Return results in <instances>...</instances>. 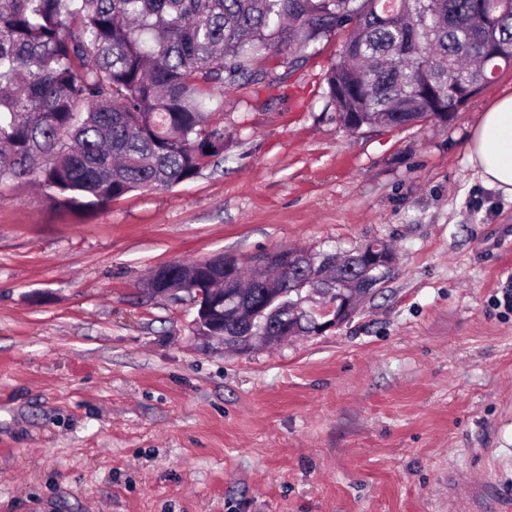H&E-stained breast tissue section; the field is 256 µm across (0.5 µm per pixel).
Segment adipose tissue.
Returning <instances> with one entry per match:
<instances>
[{"mask_svg":"<svg viewBox=\"0 0 512 512\" xmlns=\"http://www.w3.org/2000/svg\"><path fill=\"white\" fill-rule=\"evenodd\" d=\"M467 154L485 185L512 197V95L483 114Z\"/></svg>","mask_w":512,"mask_h":512,"instance_id":"1","label":"adipose tissue"}]
</instances>
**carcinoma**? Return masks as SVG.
Masks as SVG:
<instances>
[{"mask_svg":"<svg viewBox=\"0 0 512 512\" xmlns=\"http://www.w3.org/2000/svg\"><path fill=\"white\" fill-rule=\"evenodd\" d=\"M345 33L324 94L347 130L445 121L512 65V0H0V184L24 179L50 202L89 212L137 189L172 188L224 154L207 125L214 94L264 73L252 56L275 35L304 51ZM275 248L243 282L238 262H173L147 290L201 288L255 312L263 335L310 333L319 311L295 288L320 268L322 303L385 278L334 252Z\"/></svg>","mask_w":512,"mask_h":512,"instance_id":"1","label":"carcinoma"}]
</instances>
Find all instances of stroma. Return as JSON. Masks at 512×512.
I'll return each mask as SVG.
<instances>
[{"instance_id":"obj_1","label":"stroma","mask_w":512,"mask_h":512,"mask_svg":"<svg viewBox=\"0 0 512 512\" xmlns=\"http://www.w3.org/2000/svg\"><path fill=\"white\" fill-rule=\"evenodd\" d=\"M343 35L217 92L223 157L76 215L0 184V512H512V199L466 147L512 68L444 123L352 133ZM391 245L342 327L246 354L148 294L174 261Z\"/></svg>"}]
</instances>
